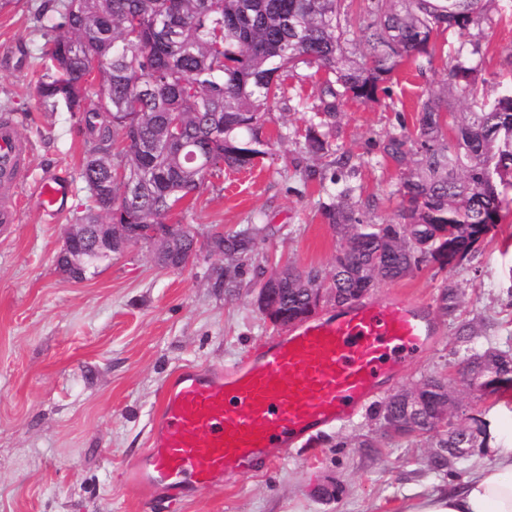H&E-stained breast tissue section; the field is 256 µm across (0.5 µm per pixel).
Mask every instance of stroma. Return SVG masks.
Returning <instances> with one entry per match:
<instances>
[{"label": "stroma", "instance_id": "obj_1", "mask_svg": "<svg viewBox=\"0 0 512 512\" xmlns=\"http://www.w3.org/2000/svg\"><path fill=\"white\" fill-rule=\"evenodd\" d=\"M41 0H17L0 11V113L14 114L29 143L32 180L46 173L74 184L66 211L42 213L31 187L19 192L20 223L0 231V512H402L408 501L461 481L491 458L512 432V390L499 396L458 395L471 414L489 423L487 436L463 458L436 466L422 438L383 437L369 410L324 429L303 448L267 468L225 480L179 506L154 493L129 490L123 473L149 445L164 388L185 368L222 370L244 363L264 342L287 335L256 304V268L292 261L331 272L338 242L322 215L327 199L307 180L300 147L288 139L249 170L207 178L192 209L174 224L200 232H230L248 224L266 237L227 294L214 285L221 255L198 247L185 267H161L154 250L135 244L89 276L70 281L57 267L66 226L88 205L79 177L86 149L79 113L44 111L36 81L45 61L42 30L32 20ZM485 91L495 95L512 80V0H495L483 28ZM447 80L443 58L424 69L402 64L380 102H345L336 138L353 155L352 183L376 197L373 219H397L386 195L399 178L378 143L413 124L430 90ZM318 94L310 68L289 80L301 107L272 108L266 131L302 124L303 108ZM500 222L457 268H427L385 282L374 296H403L423 304L436 332L408 359L376 402L420 379L455 371L468 350L512 354V187L504 190ZM457 291L451 314L440 309L445 286Z\"/></svg>", "mask_w": 512, "mask_h": 512}]
</instances>
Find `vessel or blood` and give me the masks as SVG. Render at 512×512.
Segmentation results:
<instances>
[{
  "mask_svg": "<svg viewBox=\"0 0 512 512\" xmlns=\"http://www.w3.org/2000/svg\"><path fill=\"white\" fill-rule=\"evenodd\" d=\"M28 178V145L13 116H0V228L18 223L17 196ZM72 190L68 177L47 175L34 194L45 212L59 214ZM433 335L418 303L370 298L295 324L243 364L207 375L184 369L166 387L150 446L127 469L126 483L137 492L165 490L178 502L269 465L273 450L351 419L400 369L403 353Z\"/></svg>",
  "mask_w": 512,
  "mask_h": 512,
  "instance_id": "vessel-or-blood-1",
  "label": "vessel or blood"
}]
</instances>
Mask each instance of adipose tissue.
I'll return each instance as SVG.
<instances>
[{
    "mask_svg": "<svg viewBox=\"0 0 512 512\" xmlns=\"http://www.w3.org/2000/svg\"><path fill=\"white\" fill-rule=\"evenodd\" d=\"M404 512H512V443L494 449L492 461L464 481L408 503Z\"/></svg>",
    "mask_w": 512,
    "mask_h": 512,
    "instance_id": "obj_1",
    "label": "adipose tissue"
}]
</instances>
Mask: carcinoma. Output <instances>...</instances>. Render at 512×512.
Wrapping results in <instances>:
<instances>
[{
	"label": "carcinoma",
	"instance_id": "1",
	"mask_svg": "<svg viewBox=\"0 0 512 512\" xmlns=\"http://www.w3.org/2000/svg\"><path fill=\"white\" fill-rule=\"evenodd\" d=\"M344 0H44L33 12L45 30L44 66L36 84L46 112L83 114L87 134L80 178L91 206L87 224H158L188 209L207 177L246 170L271 153L263 136L271 107L286 103L288 79L305 64L322 73L314 112L303 119L306 179L324 182L319 161L333 168L322 214L339 241L331 273L287 263L256 270L259 287L277 289L276 320L311 316L317 306L354 303L386 281L423 268L462 264L496 228L500 185L512 163L500 128L512 122V86L483 93V57L474 30L492 21L493 0H364L353 30ZM362 33L370 61L349 47ZM457 43L443 48L445 33ZM447 52L448 81L430 91L415 116L413 137L388 134L383 158L401 175L390 196L399 221L367 217L375 200L355 199L351 156L333 147L347 99L378 102L405 61L423 69ZM182 119V143L167 124ZM193 151L197 161H186ZM135 183L137 194L126 195ZM265 228L259 224L211 236L224 255L216 285L241 287L246 262ZM483 372L481 395L512 388V355L487 349L467 356ZM420 412L408 420L392 395L375 409L386 436L437 438L451 448L463 431L442 422L448 378L429 376Z\"/></svg>",
	"mask_w": 512,
	"mask_h": 512
}]
</instances>
